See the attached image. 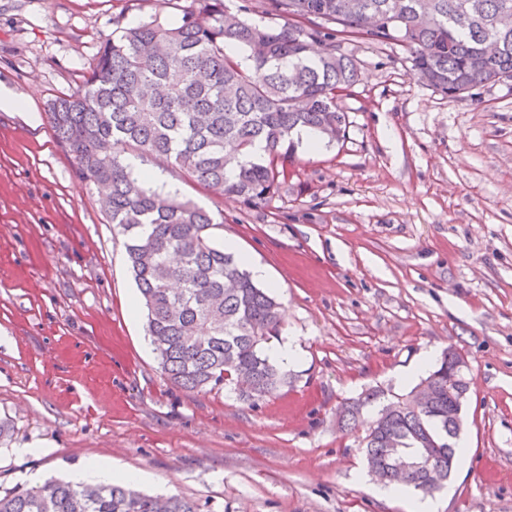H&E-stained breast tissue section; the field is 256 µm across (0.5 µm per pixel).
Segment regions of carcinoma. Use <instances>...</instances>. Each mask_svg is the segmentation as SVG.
Listing matches in <instances>:
<instances>
[{
  "label": "carcinoma",
  "instance_id": "carcinoma-1",
  "mask_svg": "<svg viewBox=\"0 0 512 512\" xmlns=\"http://www.w3.org/2000/svg\"><path fill=\"white\" fill-rule=\"evenodd\" d=\"M263 13L284 20L259 25L229 11L224 0H193L174 26L150 18L118 27L72 94L56 99L48 121L73 159L77 178L104 188L106 214L126 237V251L146 312L147 332L167 378L189 391L230 386L256 402L290 383V373L265 345L281 327L280 303L245 269L241 257L216 242L214 215L189 199L149 186L125 154L163 158L198 184L270 206L294 170V133L306 130L328 146L346 137L348 112L337 93L361 80L340 49L349 37L400 41L412 69L450 101L512 79V0H263ZM386 17L387 29L374 27ZM237 46L242 54L227 52ZM252 388L238 386L240 370ZM420 386L387 399L369 389L337 410L344 430L364 423L360 442L368 473L388 441L406 453H428L426 473H403L386 485L424 494L442 489L453 471L459 427L448 400L469 390L443 353ZM436 473L435 484L428 473ZM130 482L49 480L0 494V512H200L179 496L164 498Z\"/></svg>",
  "mask_w": 512,
  "mask_h": 512
}]
</instances>
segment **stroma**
Instances as JSON below:
<instances>
[{
    "label": "stroma",
    "instance_id": "stroma-1",
    "mask_svg": "<svg viewBox=\"0 0 512 512\" xmlns=\"http://www.w3.org/2000/svg\"><path fill=\"white\" fill-rule=\"evenodd\" d=\"M192 0H0V491L87 463L136 474L151 495L202 512H410L423 493L385 496L336 409L371 387L403 395L400 374L452 348L470 383L438 512H512V79L444 99L396 42L344 41L362 80L338 103L344 142L298 143V174L265 209L176 176L224 222L217 242L264 266L299 350L293 379L258 402L189 392L162 373L125 238L75 175L46 118L112 35ZM39 124H30L29 113Z\"/></svg>",
    "mask_w": 512,
    "mask_h": 512
}]
</instances>
